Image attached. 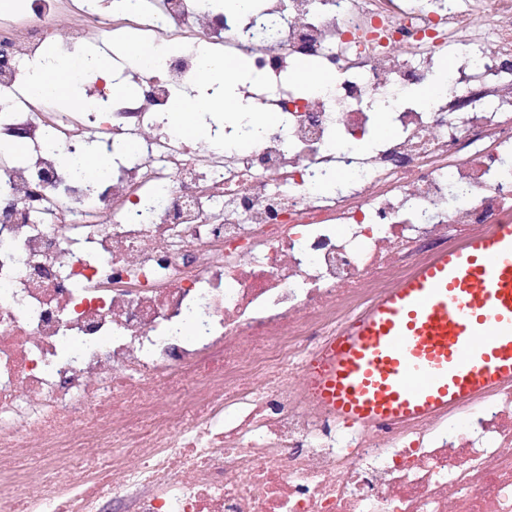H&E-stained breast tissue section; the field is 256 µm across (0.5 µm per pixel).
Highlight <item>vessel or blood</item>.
<instances>
[{"label": "vessel or blood", "mask_w": 512, "mask_h": 512, "mask_svg": "<svg viewBox=\"0 0 512 512\" xmlns=\"http://www.w3.org/2000/svg\"><path fill=\"white\" fill-rule=\"evenodd\" d=\"M512 380V222L438 252L334 344L317 389L351 422L424 416Z\"/></svg>", "instance_id": "1"}]
</instances>
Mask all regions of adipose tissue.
Returning a JSON list of instances; mask_svg holds the SVG:
<instances>
[{
    "instance_id": "1",
    "label": "adipose tissue",
    "mask_w": 512,
    "mask_h": 512,
    "mask_svg": "<svg viewBox=\"0 0 512 512\" xmlns=\"http://www.w3.org/2000/svg\"><path fill=\"white\" fill-rule=\"evenodd\" d=\"M258 80L257 74L234 60L208 57L206 73L196 84L194 95L176 96L169 104L168 119L197 140L208 139L211 126L223 125L229 115L249 119L251 126L262 128L274 121V113L259 109L239 90L240 84ZM27 81L35 94L63 103L72 88L73 75L70 68L37 61L32 64Z\"/></svg>"
}]
</instances>
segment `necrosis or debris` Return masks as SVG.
Masks as SVG:
<instances>
[{"mask_svg": "<svg viewBox=\"0 0 512 512\" xmlns=\"http://www.w3.org/2000/svg\"><path fill=\"white\" fill-rule=\"evenodd\" d=\"M32 0L0 34V512H512V383L388 428L337 419L314 378L339 333L430 261L512 220V0ZM134 31L100 112L34 100L33 60ZM310 53L335 74L294 88ZM260 73L277 119L201 148L169 124L203 54ZM447 58V96L414 102ZM145 84L128 102L125 80ZM394 134L370 138L380 111ZM94 146L106 183L64 156ZM347 176L333 194L327 174ZM123 51L141 69H144L148 64L157 67L165 54L162 47L145 46L136 41L128 42Z\"/></svg>", "mask_w": 512, "mask_h": 512, "instance_id": "4bbe7bcc", "label": "necrosis or debris"}]
</instances>
